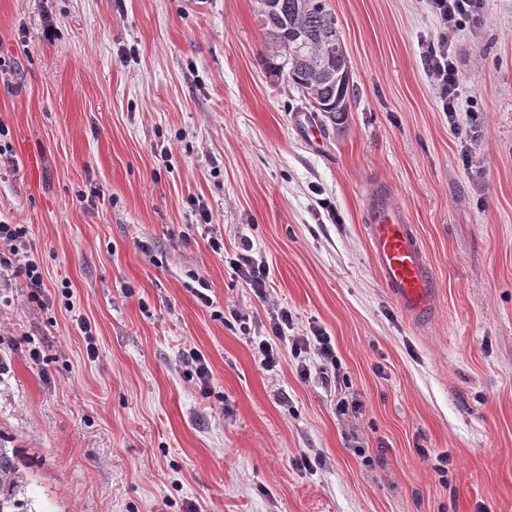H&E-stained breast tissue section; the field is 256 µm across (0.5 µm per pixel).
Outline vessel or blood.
<instances>
[{
    "mask_svg": "<svg viewBox=\"0 0 512 512\" xmlns=\"http://www.w3.org/2000/svg\"><path fill=\"white\" fill-rule=\"evenodd\" d=\"M375 266L401 310L413 321L427 319L437 284L414 225L386 193L366 201L365 224Z\"/></svg>",
    "mask_w": 512,
    "mask_h": 512,
    "instance_id": "vessel-or-blood-1",
    "label": "vessel or blood"
}]
</instances>
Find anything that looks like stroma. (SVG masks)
<instances>
[{
	"label": "stroma",
	"instance_id": "stroma-1",
	"mask_svg": "<svg viewBox=\"0 0 512 512\" xmlns=\"http://www.w3.org/2000/svg\"><path fill=\"white\" fill-rule=\"evenodd\" d=\"M328 4L339 124L270 72L256 0H0V222L28 226L44 282L36 301L0 284V446L34 512H512V0L453 38V126L430 0ZM379 188L436 278L426 323L376 269ZM244 239L267 299L229 265ZM276 307L289 339L325 330L340 371L313 356L301 377L289 340L263 369Z\"/></svg>",
	"mask_w": 512,
	"mask_h": 512
}]
</instances>
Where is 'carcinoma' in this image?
Here are the masks:
<instances>
[{
  "instance_id": "1",
  "label": "carcinoma",
  "mask_w": 512,
  "mask_h": 512,
  "mask_svg": "<svg viewBox=\"0 0 512 512\" xmlns=\"http://www.w3.org/2000/svg\"><path fill=\"white\" fill-rule=\"evenodd\" d=\"M282 21L273 27L264 21L269 36L272 60L271 68L278 74H286L302 93L310 94L319 104L345 101L350 96V84L336 81V75L350 70L344 53L336 49L340 39L336 16L328 8L326 0H310V6L301 9L302 0H278ZM303 45L309 58L323 60L328 71L314 70L308 66L296 69L288 64L286 47ZM27 483L21 469L16 449L0 448V512H33L31 501L20 497Z\"/></svg>"
}]
</instances>
